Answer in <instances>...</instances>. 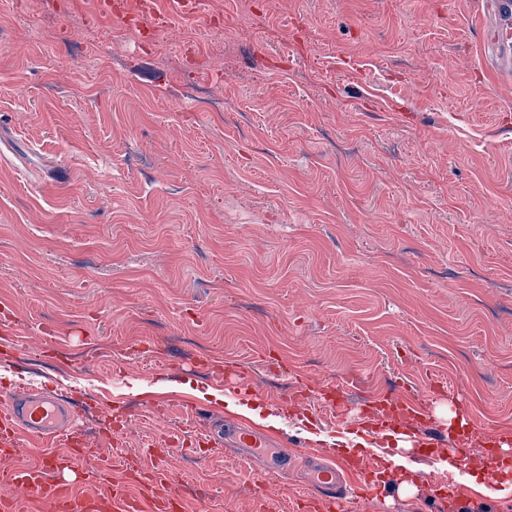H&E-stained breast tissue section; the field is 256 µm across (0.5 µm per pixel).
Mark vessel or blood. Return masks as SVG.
Returning <instances> with one entry per match:
<instances>
[{
    "label": "vessel or blood",
    "mask_w": 512,
    "mask_h": 512,
    "mask_svg": "<svg viewBox=\"0 0 512 512\" xmlns=\"http://www.w3.org/2000/svg\"><path fill=\"white\" fill-rule=\"evenodd\" d=\"M475 24L483 35V48L495 54L493 77H512V0H489L487 13L478 16ZM77 401L76 395L66 392L26 387L12 397L8 410L0 412L1 457L17 453L25 440L49 447L40 463L13 469L6 476L14 492L0 496V512H20V501L26 497L46 504L49 512H185L182 499L158 495L147 502L106 479L108 460L87 448L73 427ZM366 407L404 418L406 425L399 430L398 440L415 449L419 459H429L433 448L447 449L459 461L469 453L465 433L451 434L436 425L423 395L378 394L369 398ZM208 437L214 450L229 445L244 457L264 459L269 477L288 473L296 462L294 451L284 445L288 435L282 429L269 436L245 424L230 423L211 426ZM57 441L62 442L63 451H51V443ZM126 469L134 484L145 488L162 483L166 476L165 459L160 454L151 467H142L133 459ZM369 469L365 456L326 459L310 455L307 491L298 499V506L304 512H350L346 481L367 480ZM80 483L96 485V493H76Z\"/></svg>",
    "instance_id": "vessel-or-blood-1"
}]
</instances>
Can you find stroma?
<instances>
[{
	"label": "stroma",
	"instance_id": "obj_1",
	"mask_svg": "<svg viewBox=\"0 0 512 512\" xmlns=\"http://www.w3.org/2000/svg\"><path fill=\"white\" fill-rule=\"evenodd\" d=\"M0 0V383L84 385L124 452L167 449L188 512H287L295 469L215 452L185 411L292 420L307 383L444 388L484 491L512 430V81L486 0ZM29 89L13 96L15 85ZM226 104L223 112L201 108ZM238 365L240 404L213 397ZM487 13L475 21L482 32V46L494 51L497 66L492 70L496 79H510L512 70V1L490 0Z\"/></svg>",
	"mask_w": 512,
	"mask_h": 512
}]
</instances>
